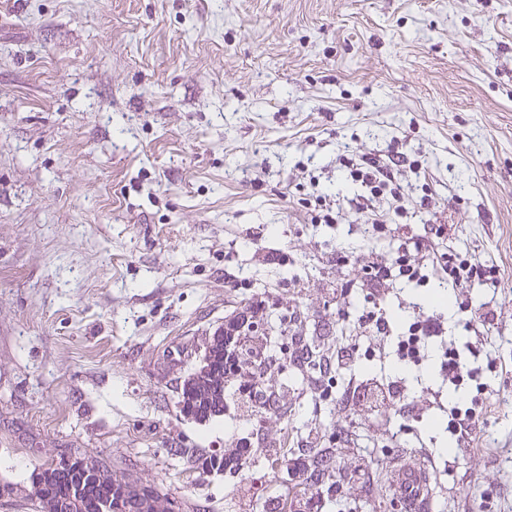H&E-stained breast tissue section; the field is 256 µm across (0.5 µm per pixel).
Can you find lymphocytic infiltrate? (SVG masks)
Returning a JSON list of instances; mask_svg holds the SVG:
<instances>
[{
	"mask_svg": "<svg viewBox=\"0 0 512 512\" xmlns=\"http://www.w3.org/2000/svg\"><path fill=\"white\" fill-rule=\"evenodd\" d=\"M337 163L346 170L348 179L361 187L360 192L347 200L351 213L370 220L375 238L391 237L399 221L407 215L406 203L409 199L393 170L406 164L416 170L421 166L420 161H408L405 152L395 145L383 158L356 159L341 154L337 157ZM445 232V226H438L434 240L421 242L409 238L400 243L395 253L366 262L361 268L359 283H352L348 279L337 280L336 314L339 318H347L348 297L353 286H361L368 294L370 305L359 316L357 328L361 336L374 341L377 351H385L388 342H395L399 360L414 366L423 364L430 352H437L442 382L455 387L468 382L476 391L470 403L449 408L442 400L441 390L426 387L420 395L414 396L408 392L404 379L355 376L349 381L347 408L368 416L392 410L413 421L422 420L427 410L444 409L448 412L449 433L458 446L468 448L478 439L481 431L482 415L477 407L494 392L484 378L489 360L483 356L480 347L486 343L489 331L497 324L501 309L493 299L472 305L462 291L477 285L499 287L500 269L473 255L440 251L435 240ZM435 274L447 281L449 288L462 294L458 307L465 327L473 332L476 340L475 346L469 350V361H461L455 348L449 346L440 315L417 305L412 306L407 331L397 334L381 304L383 297L397 283L423 286Z\"/></svg>",
	"mask_w": 512,
	"mask_h": 512,
	"instance_id": "1",
	"label": "lymphocytic infiltrate"
}]
</instances>
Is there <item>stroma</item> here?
<instances>
[{"mask_svg":"<svg viewBox=\"0 0 512 512\" xmlns=\"http://www.w3.org/2000/svg\"><path fill=\"white\" fill-rule=\"evenodd\" d=\"M403 138L420 172L404 235L496 264L503 315L487 352L497 393L455 468L445 430L346 410L351 375L396 374L359 339L320 398L280 356L274 412L232 394L223 417L179 412V386L226 316L255 298L269 325L335 335L337 252L356 274L376 248L349 211L336 157ZM287 265H280V256ZM260 440L332 447L346 431L385 465L431 461L425 512H512V0H0V512H38L31 475L77 454L182 501L184 512H283L302 478L219 456L242 424ZM363 468L321 512H389ZM301 205L307 210L311 224H335L340 218V208L328 195L315 193L303 198Z\"/></svg>","mask_w":512,"mask_h":512,"instance_id":"obj_1","label":"stroma"}]
</instances>
